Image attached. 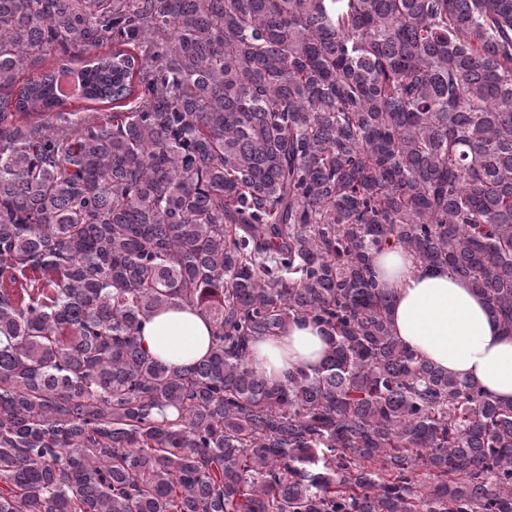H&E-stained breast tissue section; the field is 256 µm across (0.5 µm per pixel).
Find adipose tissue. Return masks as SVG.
Instances as JSON below:
<instances>
[{"label": "adipose tissue", "instance_id": "obj_1", "mask_svg": "<svg viewBox=\"0 0 512 512\" xmlns=\"http://www.w3.org/2000/svg\"><path fill=\"white\" fill-rule=\"evenodd\" d=\"M373 276L392 294L391 329L401 344L489 398L512 402V336L503 334L485 299L467 281L444 267H422L400 249L377 254ZM211 330L201 311L179 303L150 316L141 336L153 357L186 368L208 354ZM326 350L317 326L292 322L281 336L252 340L249 366L282 382L300 371L313 372Z\"/></svg>", "mask_w": 512, "mask_h": 512}]
</instances>
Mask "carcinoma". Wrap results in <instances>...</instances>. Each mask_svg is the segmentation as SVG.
I'll use <instances>...</instances> for the list:
<instances>
[{
  "label": "carcinoma",
  "mask_w": 512,
  "mask_h": 512,
  "mask_svg": "<svg viewBox=\"0 0 512 512\" xmlns=\"http://www.w3.org/2000/svg\"><path fill=\"white\" fill-rule=\"evenodd\" d=\"M389 247L512 336V0H0V512H512V403L393 336ZM298 320L321 366L255 373ZM211 325L201 311L182 303L170 304L145 322L142 343L166 365L186 368L208 354Z\"/></svg>",
  "instance_id": "cac0c4a2"
}]
</instances>
